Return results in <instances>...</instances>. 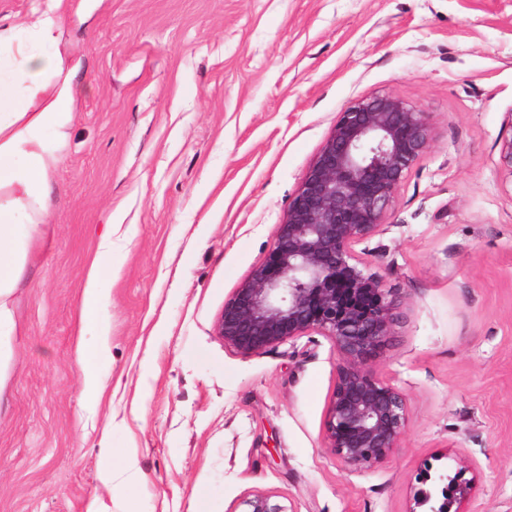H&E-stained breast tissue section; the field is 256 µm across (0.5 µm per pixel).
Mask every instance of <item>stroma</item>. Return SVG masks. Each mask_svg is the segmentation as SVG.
Here are the masks:
<instances>
[{
  "instance_id": "obj_1",
  "label": "stroma",
  "mask_w": 512,
  "mask_h": 512,
  "mask_svg": "<svg viewBox=\"0 0 512 512\" xmlns=\"http://www.w3.org/2000/svg\"><path fill=\"white\" fill-rule=\"evenodd\" d=\"M75 119L0 362V512H411L465 462L464 512H512V0H71ZM390 94L431 141L353 245L396 304L368 368L405 400L362 471L328 448L339 355L311 330L214 334L341 112ZM115 273L104 396L75 359L85 269ZM115 450L105 461L104 447ZM133 467L126 494L105 465ZM267 493L255 494L244 500L245 510L242 512H288L287 508Z\"/></svg>"
}]
</instances>
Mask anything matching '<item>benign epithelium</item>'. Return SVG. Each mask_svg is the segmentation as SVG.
Wrapping results in <instances>:
<instances>
[{
	"instance_id": "1",
	"label": "benign epithelium",
	"mask_w": 512,
	"mask_h": 512,
	"mask_svg": "<svg viewBox=\"0 0 512 512\" xmlns=\"http://www.w3.org/2000/svg\"><path fill=\"white\" fill-rule=\"evenodd\" d=\"M421 110L388 94L357 100L340 113L276 227L268 258L256 266L214 326L243 356L317 329L339 354L326 422L328 447L351 470L367 469L397 447L405 422L400 392L367 363L391 334L395 305L380 278L365 273L352 246L379 230L407 171L427 150ZM466 466L442 488L414 495L418 512H460L471 494ZM243 512H288L267 493Z\"/></svg>"
}]
</instances>
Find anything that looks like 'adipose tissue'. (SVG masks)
I'll return each mask as SVG.
<instances>
[{"label": "adipose tissue", "mask_w": 512, "mask_h": 512, "mask_svg": "<svg viewBox=\"0 0 512 512\" xmlns=\"http://www.w3.org/2000/svg\"><path fill=\"white\" fill-rule=\"evenodd\" d=\"M68 0H45L34 19L0 18V337L14 328L10 298L27 273L28 246L45 222L52 174L74 121L71 61L61 51L60 28ZM109 247L91 260L79 311L82 328L95 330L93 347L79 346L78 364L85 396L100 400V372L108 334L98 320L112 276Z\"/></svg>", "instance_id": "1"}]
</instances>
